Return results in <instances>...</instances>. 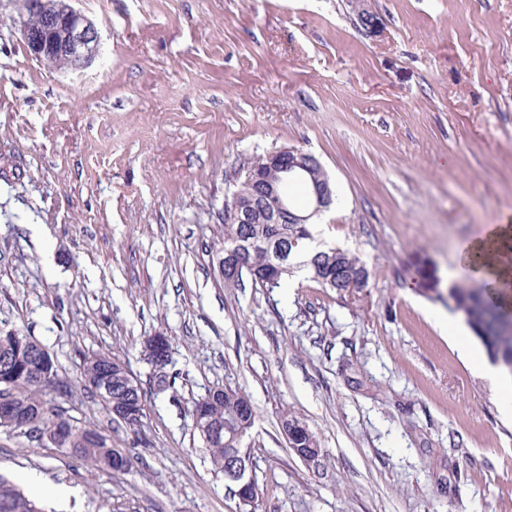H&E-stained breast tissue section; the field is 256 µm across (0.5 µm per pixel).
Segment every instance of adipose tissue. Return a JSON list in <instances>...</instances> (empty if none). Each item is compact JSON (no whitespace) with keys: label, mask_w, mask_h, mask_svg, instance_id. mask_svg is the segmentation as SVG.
<instances>
[{"label":"adipose tissue","mask_w":512,"mask_h":512,"mask_svg":"<svg viewBox=\"0 0 512 512\" xmlns=\"http://www.w3.org/2000/svg\"><path fill=\"white\" fill-rule=\"evenodd\" d=\"M512 253V224L503 222L487 225L482 237L469 243L463 258L484 278L503 284L512 283V266L502 264L501 256Z\"/></svg>","instance_id":"obj_1"}]
</instances>
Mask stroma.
<instances>
[{
  "mask_svg": "<svg viewBox=\"0 0 512 512\" xmlns=\"http://www.w3.org/2000/svg\"><path fill=\"white\" fill-rule=\"evenodd\" d=\"M73 5L99 52L54 70L0 0V329L54 353L63 409L133 467L0 431V476L37 473L48 512H242L190 417L220 386L256 411L255 512H512V419L440 327L463 322L443 301L460 246L512 220V0ZM288 147L331 178L318 239L365 260L367 288L214 273L240 167ZM158 333L174 385L134 435L83 387L82 356L145 383ZM287 412L315 460L289 448ZM288 424V446L294 450L304 460H308L313 452H317L319 441L317 435L309 429L306 424L298 418L285 414L282 419V425ZM293 424H299L300 428L293 429Z\"/></svg>",
  "mask_w": 512,
  "mask_h": 512,
  "instance_id": "obj_1",
  "label": "stroma"
}]
</instances>
